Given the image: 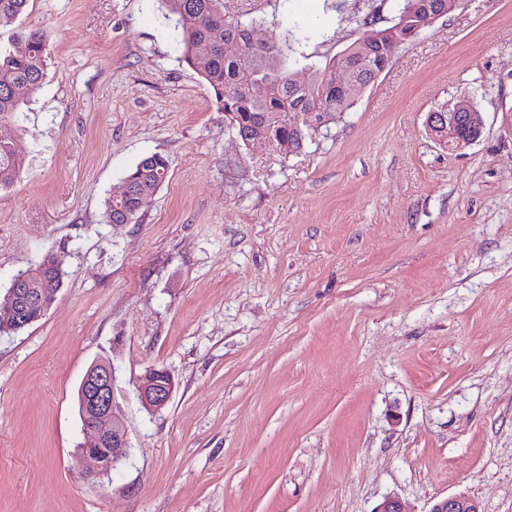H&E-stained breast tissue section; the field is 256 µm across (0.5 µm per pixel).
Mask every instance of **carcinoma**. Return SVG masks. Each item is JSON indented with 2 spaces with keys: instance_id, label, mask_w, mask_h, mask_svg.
Here are the masks:
<instances>
[{
  "instance_id": "obj_1",
  "label": "carcinoma",
  "mask_w": 512,
  "mask_h": 512,
  "mask_svg": "<svg viewBox=\"0 0 512 512\" xmlns=\"http://www.w3.org/2000/svg\"><path fill=\"white\" fill-rule=\"evenodd\" d=\"M29 0H0V25L21 16ZM436 4L441 0H399L395 15L386 27H371L382 33L372 47L371 58L360 55L345 61L356 80L368 77L369 67L389 65L406 45L423 31L427 15L424 3ZM161 7L176 18V43L180 60L196 72L213 89L222 103L224 117L235 131L245 130L259 135L261 117L266 112H294L297 120L282 123L277 132L279 141L289 146L287 153L300 149L316 133L307 122L310 112L327 113L328 123L338 121L354 107V99L336 88L332 68L334 59L313 64L307 68L309 78L292 85L288 78L294 71L289 63L293 50L288 38L279 42L266 36L264 20L255 17H229L224 14V0H160ZM221 29L232 37L233 43L209 42V34ZM24 44L21 54L0 49V190L14 185L23 165L12 151V140L20 109L39 92L46 68L47 36L39 31L22 32L18 36ZM252 79L272 86L268 98L254 100L249 97L245 83L239 79L242 70ZM170 169L167 157L159 153L143 156L125 176L133 193L125 198H109L105 203L107 222L118 220L129 212L139 218L138 197L158 191ZM35 299L22 301L29 309L28 327L38 322L55 301L63 287L65 256L59 251L47 253L35 266L24 270Z\"/></svg>"
}]
</instances>
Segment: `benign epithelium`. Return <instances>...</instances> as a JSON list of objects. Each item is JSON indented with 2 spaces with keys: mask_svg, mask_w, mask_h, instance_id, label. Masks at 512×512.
Returning a JSON list of instances; mask_svg holds the SVG:
<instances>
[{
  "mask_svg": "<svg viewBox=\"0 0 512 512\" xmlns=\"http://www.w3.org/2000/svg\"><path fill=\"white\" fill-rule=\"evenodd\" d=\"M336 86L353 96L368 87L341 75L340 66L334 67ZM427 125L432 138L450 151H460L474 144L484 129L483 113L470 97L462 96L446 112H431ZM26 279L19 278L9 295L8 311L0 319L7 325L21 321V306L16 302ZM115 367L106 359H96L87 368L79 385L83 412V430L87 440L78 448V455L97 463V475L108 473L128 454L129 440L125 424L114 411L113 383ZM174 391L171 376L156 368L147 370L138 380L137 392L141 404L151 412L162 410ZM429 512H480L477 502L461 493L436 501Z\"/></svg>",
  "mask_w": 512,
  "mask_h": 512,
  "instance_id": "obj_1",
  "label": "benign epithelium"
}]
</instances>
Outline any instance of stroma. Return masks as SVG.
I'll return each instance as SVG.
<instances>
[{"instance_id":"stroma-1","label":"stroma","mask_w":512,"mask_h":512,"mask_svg":"<svg viewBox=\"0 0 512 512\" xmlns=\"http://www.w3.org/2000/svg\"><path fill=\"white\" fill-rule=\"evenodd\" d=\"M396 0H230L333 57ZM45 79L0 191V301L65 251L43 318L0 336V512H406L468 493L512 512V0H468L406 45L352 112L284 154L246 147L180 60L158 0H29ZM470 96L480 140L429 113ZM138 222L105 202L150 153ZM116 368L128 457L80 459L76 392ZM151 367L173 396L148 413ZM427 125L432 138L450 151H460L474 144L482 135L484 118L469 96H462L448 112L429 113ZM453 129L454 141L448 140ZM173 391L174 382L171 376L156 368L147 370L137 383L141 404L151 412L162 410L170 401Z\"/></svg>"}]
</instances>
